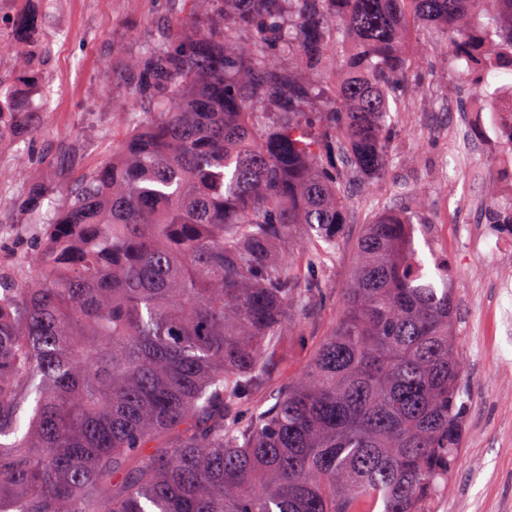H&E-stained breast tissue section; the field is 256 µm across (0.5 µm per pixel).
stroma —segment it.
<instances>
[{
  "instance_id": "stroma-1",
  "label": "stroma",
  "mask_w": 512,
  "mask_h": 512,
  "mask_svg": "<svg viewBox=\"0 0 512 512\" xmlns=\"http://www.w3.org/2000/svg\"><path fill=\"white\" fill-rule=\"evenodd\" d=\"M42 14V34L52 47L50 65L34 89L51 93L49 111L15 124L0 141V225L25 223L12 193L16 184L37 190L72 182L118 151L132 112L138 108L124 79L131 60L156 38L161 27L187 15L189 0H0V17L30 8ZM402 44L431 67L429 86L412 97L401 114L398 136L389 149V180L352 199L351 222L341 237L323 300L304 321L301 335L283 344L272 387L295 379L313 350L336 324L340 297L355 262L354 240L367 211L395 191L409 196L423 222L435 226L430 238H416L423 259L448 262V283L458 299L463 361L461 400L464 441L458 467L438 512H512V332L492 333L494 310L512 308L495 281L512 279V253L496 257L492 243L512 244V231L463 219L473 195L493 188L512 196V176L504 162L512 149L469 126L460 110L459 81L448 62L432 49L419 28L406 26Z\"/></svg>"
}]
</instances>
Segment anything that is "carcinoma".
Instances as JSON below:
<instances>
[{"mask_svg": "<svg viewBox=\"0 0 512 512\" xmlns=\"http://www.w3.org/2000/svg\"><path fill=\"white\" fill-rule=\"evenodd\" d=\"M190 2L223 27L190 15L132 60L142 115L119 155L46 209L17 190L39 239L0 267V512H435L462 448L457 297L407 197L362 224L304 371L254 395L432 77L400 28L479 91L512 75V0ZM14 41L47 66L36 13L0 30ZM31 108L0 85V116ZM490 199L512 222V197Z\"/></svg>", "mask_w": 512, "mask_h": 512, "instance_id": "obj_1", "label": "carcinoma"}]
</instances>
